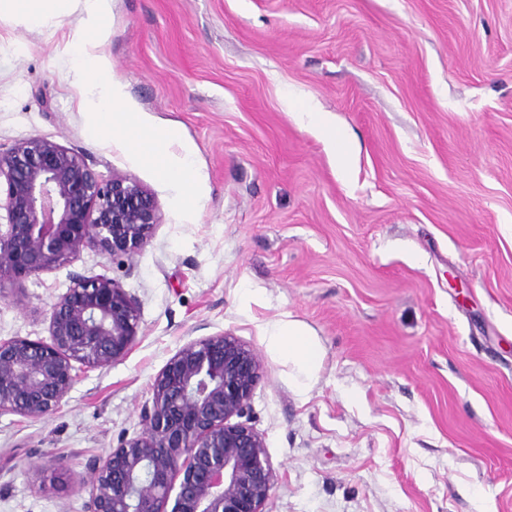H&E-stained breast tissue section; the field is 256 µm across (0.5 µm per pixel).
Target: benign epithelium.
Listing matches in <instances>:
<instances>
[{"instance_id":"1","label":"benign epithelium","mask_w":512,"mask_h":512,"mask_svg":"<svg viewBox=\"0 0 512 512\" xmlns=\"http://www.w3.org/2000/svg\"><path fill=\"white\" fill-rule=\"evenodd\" d=\"M0 179V283L18 290L86 250L131 262L160 224L155 198L135 178L105 179L46 137L0 152ZM140 328L135 294L105 274H71L49 311L50 341L0 339V415L56 412L78 372L124 359ZM260 368L228 332L183 345L154 378L141 432L91 462L84 512H264L277 475L248 420Z\"/></svg>"}]
</instances>
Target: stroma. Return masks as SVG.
<instances>
[{
	"label": "stroma",
	"mask_w": 512,
	"mask_h": 512,
	"mask_svg": "<svg viewBox=\"0 0 512 512\" xmlns=\"http://www.w3.org/2000/svg\"><path fill=\"white\" fill-rule=\"evenodd\" d=\"M82 16L0 8V150L54 140L135 177L162 222L134 262L87 251L0 289L4 339L48 340L74 271L141 300L125 359L82 370L47 419L0 416V512H83L89 461L141 431L170 357L220 332L261 361L265 512H512V0H112L103 76L193 146L192 224L121 131L90 128ZM309 109L353 141L347 170ZM288 321L321 347L312 377L267 341Z\"/></svg>",
	"instance_id": "obj_1"
}]
</instances>
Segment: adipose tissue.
<instances>
[{"label": "adipose tissue", "instance_id": "obj_1", "mask_svg": "<svg viewBox=\"0 0 512 512\" xmlns=\"http://www.w3.org/2000/svg\"><path fill=\"white\" fill-rule=\"evenodd\" d=\"M85 27L88 33L85 44L73 58L72 68L85 85L82 105L92 129H99L103 120H111L114 127L124 129L127 142L139 160L170 177V187L183 203L182 217L194 222L202 206L201 188L204 175L195 163L189 146L178 145L177 133L169 127H156L148 138L137 139L141 121L138 113L124 105V93L120 85L100 76L105 65L94 49L106 39L101 26L102 18L111 10L112 0H82ZM269 344L286 351L306 374H315L321 351L319 345L308 339L304 329L296 323H275L267 330Z\"/></svg>", "mask_w": 512, "mask_h": 512}]
</instances>
